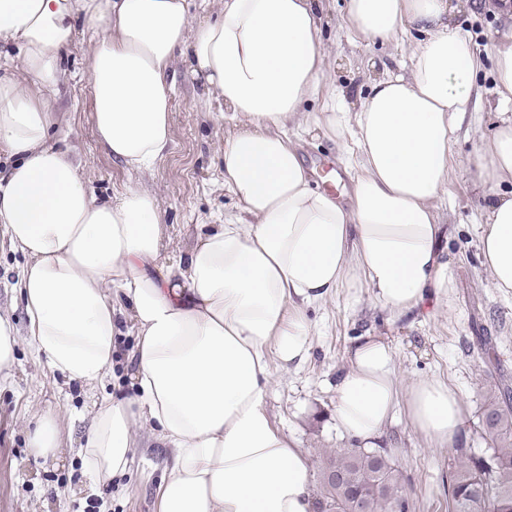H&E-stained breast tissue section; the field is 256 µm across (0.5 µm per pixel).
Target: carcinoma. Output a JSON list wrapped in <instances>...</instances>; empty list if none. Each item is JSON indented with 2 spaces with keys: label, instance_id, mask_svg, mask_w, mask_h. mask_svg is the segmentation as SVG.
<instances>
[{
  "label": "carcinoma",
  "instance_id": "carcinoma-1",
  "mask_svg": "<svg viewBox=\"0 0 512 512\" xmlns=\"http://www.w3.org/2000/svg\"><path fill=\"white\" fill-rule=\"evenodd\" d=\"M482 425L491 439L487 456L455 449L448 459V512H512V385L491 386ZM342 479L332 482L327 472ZM367 512H408L405 477L384 448H338L331 452L314 498L317 512H348L356 498Z\"/></svg>",
  "mask_w": 512,
  "mask_h": 512
}]
</instances>
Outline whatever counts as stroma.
I'll list each match as a JSON object with an SVG mask.
<instances>
[{
    "label": "stroma",
    "mask_w": 512,
    "mask_h": 512,
    "mask_svg": "<svg viewBox=\"0 0 512 512\" xmlns=\"http://www.w3.org/2000/svg\"><path fill=\"white\" fill-rule=\"evenodd\" d=\"M347 0H327L323 37L327 45L325 87L343 91L348 104H359L374 80L410 67L411 35L394 43L375 45L343 21ZM456 22L472 43L482 67L477 74L478 96L466 114L458 140L451 147L453 172L447 196L437 203L440 223L448 228V253L455 264L456 286L447 304L427 306L396 315L375 304L367 289L340 288L327 301L309 307L313 325L308 359L299 367L273 369L265 396L274 423L309 462V486L317 488L327 452L348 448L350 435L338 432L333 419L336 379L349 365L357 342L379 337L394 351L402 386L423 378L444 381L459 392L464 407L466 445L484 454L491 444L481 426L490 385L512 383V298L501 296L477 257L476 227L483 221L480 192L474 185V147L497 121L498 95L494 81L493 45L501 18L482 11H462ZM95 36L80 26L63 62L64 75L51 91L53 141L70 150L81 164L91 192L108 198L128 186L157 194L166 210L170 242L166 261H178L199 234L225 216L237 214L236 200L224 187V138L231 130L219 113L223 103L211 95L203 77L193 75L184 58L173 72V142L149 171L131 172L101 145L91 121L92 94L88 81V48ZM307 167L316 168L313 182L333 195L350 193V179L331 180L342 173L343 152L319 130L289 129ZM24 256L0 237V311L9 313L18 333L28 319L18 293ZM489 338L498 355L497 366L481 357L478 337ZM135 334L124 327L116 337L114 377L91 390L52 372L37 360L26 343H19L12 376L0 384V512H157L156 489L167 450L149 430L139 431L133 472L124 491L94 486L80 454L96 403L105 397L134 395L128 354ZM56 415L60 444L52 456H35L29 446L33 419ZM381 447L402 469L412 512H448V457L451 448L431 447L407 423L404 412L379 438Z\"/></svg>",
    "instance_id": "stroma-1"
}]
</instances>
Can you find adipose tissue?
<instances>
[{
  "label": "adipose tissue",
  "instance_id": "1",
  "mask_svg": "<svg viewBox=\"0 0 512 512\" xmlns=\"http://www.w3.org/2000/svg\"><path fill=\"white\" fill-rule=\"evenodd\" d=\"M323 0H224L192 26L188 0H0V44L19 50L0 75V153L15 163L0 183V232L28 260L20 294L27 336L51 370L87 387L114 370L113 338L130 314L135 396L93 417L83 460L98 486L128 475L135 430L172 452L158 512H311L309 463L265 409L271 364L309 355L307 307L341 287L367 288L404 315L447 300L455 268L435 203L448 191L450 148L480 67L455 25L451 0H349V27L388 42L416 30L409 74L376 81L357 107L321 91L327 49ZM100 28L90 49L92 122L127 168L151 170L172 142L176 56L223 100L224 187L241 216L199 236L186 259L162 261L159 197L126 188L99 200L68 150L52 141L48 92L62 76L77 22ZM506 110L475 147L484 222L478 257L512 295V25L494 46ZM317 128L351 141L350 204L316 189L288 136ZM338 430L373 447L405 407L434 447L464 434L456 389L437 379L401 388L388 343H357L337 384Z\"/></svg>",
  "mask_w": 512,
  "mask_h": 512
}]
</instances>
